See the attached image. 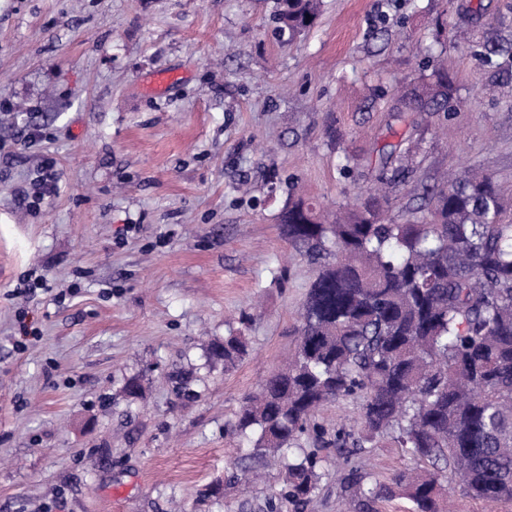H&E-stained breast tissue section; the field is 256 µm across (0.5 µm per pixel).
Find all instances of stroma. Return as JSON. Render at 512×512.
<instances>
[{
	"mask_svg": "<svg viewBox=\"0 0 512 512\" xmlns=\"http://www.w3.org/2000/svg\"><path fill=\"white\" fill-rule=\"evenodd\" d=\"M277 0H0V512H259L230 432L293 349L317 267L293 250L290 195L354 202L377 151L421 142L391 212L467 164L512 194V0H321L295 41ZM441 117L393 121L438 60ZM180 80L150 85L157 70ZM57 190L33 192L45 171ZM38 330L23 338L21 325ZM247 336L234 369L207 342ZM142 391L125 392L129 380ZM390 483L389 442L340 458Z\"/></svg>",
	"mask_w": 512,
	"mask_h": 512,
	"instance_id": "35a3bbf8",
	"label": "stroma"
}]
</instances>
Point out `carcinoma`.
<instances>
[{
    "instance_id": "cac0c4a2",
    "label": "carcinoma",
    "mask_w": 512,
    "mask_h": 512,
    "mask_svg": "<svg viewBox=\"0 0 512 512\" xmlns=\"http://www.w3.org/2000/svg\"><path fill=\"white\" fill-rule=\"evenodd\" d=\"M277 23L289 37L313 24L318 0H282ZM454 94L441 64L390 111L434 114ZM419 143L380 156L391 187L414 171ZM389 196L368 191L329 216L303 199L281 216L288 244L319 266L300 314L294 353L240 407L231 432L261 464L281 458L284 480L267 512H300L330 456L300 446L314 412L349 396L361 430L340 429L326 448L392 440L431 464L393 485L344 478L360 512L399 488L412 512H445L455 491L512 501V198L490 173L465 168L433 186L427 214L386 222ZM249 354L230 334L206 349L235 367Z\"/></svg>"
}]
</instances>
